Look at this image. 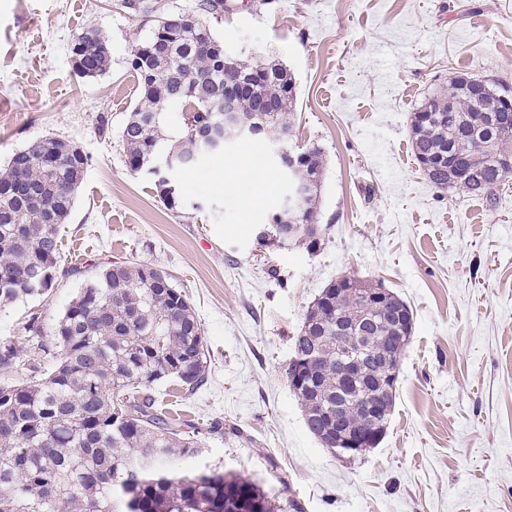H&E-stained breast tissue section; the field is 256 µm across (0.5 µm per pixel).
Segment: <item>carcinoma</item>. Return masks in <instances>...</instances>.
<instances>
[{"instance_id": "obj_1", "label": "carcinoma", "mask_w": 512, "mask_h": 512, "mask_svg": "<svg viewBox=\"0 0 512 512\" xmlns=\"http://www.w3.org/2000/svg\"><path fill=\"white\" fill-rule=\"evenodd\" d=\"M77 74L96 78L112 64L101 34L90 29L72 44ZM139 95L122 131L126 165L152 175L156 161L199 146L195 131L218 118L224 106V76L264 72L262 82L240 96L244 120L258 135L279 140L294 131L295 82L277 63L224 59V44L210 26L189 16L155 23L133 54ZM264 101L259 108L258 101ZM501 96L461 78L448 91L426 98L410 123L414 155L440 193L459 189L490 203L509 175L512 124L487 130V113ZM303 176L312 192L304 218L280 224L290 231L318 216L324 161L312 145ZM90 158L52 137L28 142L0 169V307L41 296L58 279L59 227L70 216ZM167 206L176 208V184L154 176ZM372 285L347 278L329 284L308 309L293 338L288 366L316 356V387L292 386L305 425L334 448L315 417L320 403L345 396L344 420L367 429L365 400L343 385L336 371V324L359 326L371 352H389L394 315L409 311L393 292L368 301ZM32 349L54 363L44 373L28 365L27 379L0 385V512H281L250 478L219 466L174 469L196 459L197 439L160 408L153 386L175 380L188 392L206 380L207 358L195 312L169 274L144 264L104 267L84 282L65 313L43 336L31 317ZM17 341L0 336V372L18 371Z\"/></svg>"}]
</instances>
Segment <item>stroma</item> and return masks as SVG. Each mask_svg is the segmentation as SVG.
<instances>
[{"instance_id":"35a3bbf8","label":"stroma","mask_w":512,"mask_h":512,"mask_svg":"<svg viewBox=\"0 0 512 512\" xmlns=\"http://www.w3.org/2000/svg\"><path fill=\"white\" fill-rule=\"evenodd\" d=\"M0 0V166L29 141L72 142L91 161L60 228L52 290L0 310V336L50 328L110 262L158 266L201 324L207 379L152 393L199 429L197 466L290 484L304 512H512V177L496 203L439 194L411 143L424 97L463 75L512 93V0ZM192 16L227 55L276 61L295 80L288 152L325 158L316 245L259 239L288 192L266 139L172 174V210L127 167L138 96L134 50L155 19ZM94 28L112 66L79 77L71 44ZM343 276L382 285L413 312L390 423L377 447L331 455L287 381L294 336Z\"/></svg>"}]
</instances>
